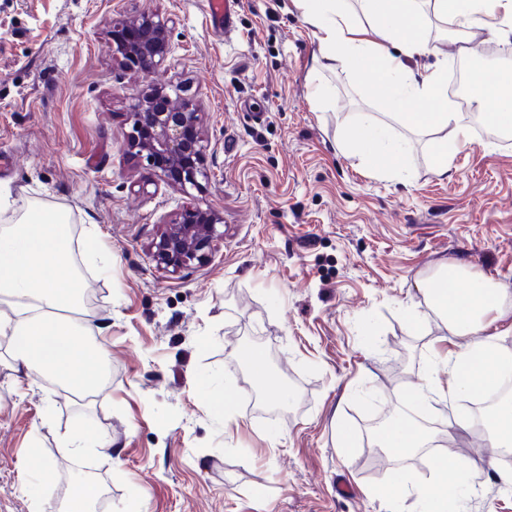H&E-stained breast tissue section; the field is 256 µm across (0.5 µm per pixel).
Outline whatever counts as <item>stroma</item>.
<instances>
[{
    "instance_id": "stroma-1",
    "label": "stroma",
    "mask_w": 512,
    "mask_h": 512,
    "mask_svg": "<svg viewBox=\"0 0 512 512\" xmlns=\"http://www.w3.org/2000/svg\"><path fill=\"white\" fill-rule=\"evenodd\" d=\"M142 13L171 20L151 81L183 87L204 114L208 148L187 192L123 146L143 82L116 53L112 20ZM320 54L294 0H238L228 33L202 0H0V153L13 159L0 226L38 202L68 212L74 242L96 227L99 254L76 257L80 317L109 369L82 404L17 376L0 334V512H56L81 479L101 489L96 512H423L418 495L374 491L398 468L430 482L428 452L372 464L364 447L338 448L334 426L365 433L400 414L411 385L447 383L431 350L448 331L427 294L445 264L505 289L484 334L512 352V143L469 127L437 175L431 136L385 114L368 83L317 68ZM362 112L409 139L407 179L339 149ZM191 202L223 217L224 236L207 263L170 274L149 248ZM244 347L264 356L269 385L236 359ZM467 416L427 409L475 473L449 512H512V463L458 426ZM87 423L97 450L70 455L61 437ZM35 454L55 465L53 483L38 485Z\"/></svg>"
}]
</instances>
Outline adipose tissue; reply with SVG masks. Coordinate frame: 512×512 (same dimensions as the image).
Masks as SVG:
<instances>
[{"label": "adipose tissue", "mask_w": 512, "mask_h": 512, "mask_svg": "<svg viewBox=\"0 0 512 512\" xmlns=\"http://www.w3.org/2000/svg\"><path fill=\"white\" fill-rule=\"evenodd\" d=\"M296 2L320 41L325 66L369 81L384 109L411 132H439L434 168L437 174H447L456 150L467 141L468 119L448 104V75L443 68L423 70L417 65L431 51L426 31L438 19L456 24L468 41L481 35L491 40L512 37V24L497 23L512 0ZM471 84L478 109L511 126L512 69H501L492 85L482 72H474ZM419 101L428 102L430 111H414ZM341 146L357 152L379 176L403 179L409 174L407 142L388 138L383 124L371 114H359ZM82 288L69 222L58 211L34 206L13 224L0 227V296L12 306L11 316L0 315V332L6 330L12 336L13 369L53 378L87 402L104 380L107 356L79 335L76 315ZM502 302L500 290L473 276L462 278L460 287L433 291L432 303L453 337L451 350L432 352L434 364L445 368L448 384L415 385L410 404L436 399L454 404L512 375V354L477 336L485 328L486 316ZM434 442L427 428L400 418L380 434L382 447L406 453L433 447ZM434 473L433 482L419 490L426 512H448L449 500L472 474L459 456L438 457Z\"/></svg>", "instance_id": "ef3b65f1"}]
</instances>
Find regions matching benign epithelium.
I'll return each instance as SVG.
<instances>
[{
  "instance_id": "1",
  "label": "benign epithelium",
  "mask_w": 512,
  "mask_h": 512,
  "mask_svg": "<svg viewBox=\"0 0 512 512\" xmlns=\"http://www.w3.org/2000/svg\"><path fill=\"white\" fill-rule=\"evenodd\" d=\"M170 19L152 13L125 17L113 23V30L127 28L131 37L116 47L125 63L148 76L162 66L170 54ZM131 128L123 134L125 148L160 170V176L182 188L196 186L200 161L207 144L203 113L191 96L165 86L147 85L132 98ZM223 217L209 208L191 206L162 224L152 246L157 266L172 273L207 260L213 242L224 236L217 226Z\"/></svg>"
}]
</instances>
